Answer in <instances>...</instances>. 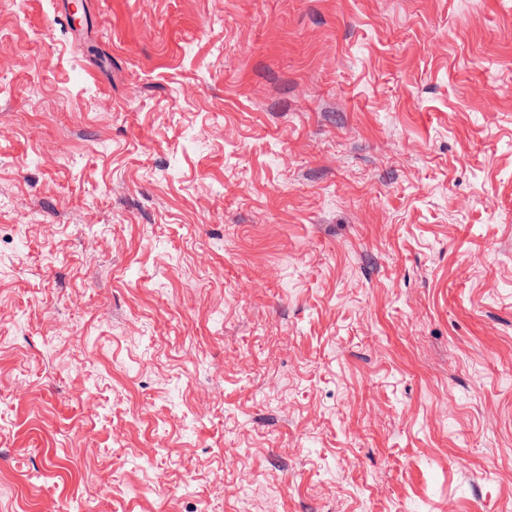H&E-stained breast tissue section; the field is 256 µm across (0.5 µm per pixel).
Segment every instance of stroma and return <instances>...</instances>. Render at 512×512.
I'll return each instance as SVG.
<instances>
[{"label": "stroma", "mask_w": 512, "mask_h": 512, "mask_svg": "<svg viewBox=\"0 0 512 512\" xmlns=\"http://www.w3.org/2000/svg\"><path fill=\"white\" fill-rule=\"evenodd\" d=\"M512 503V0H0V512Z\"/></svg>", "instance_id": "obj_1"}]
</instances>
